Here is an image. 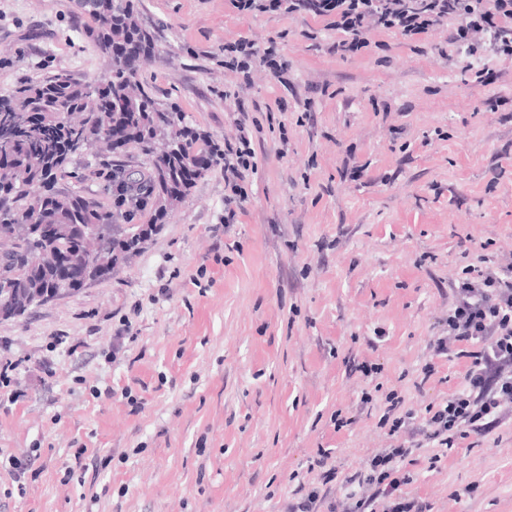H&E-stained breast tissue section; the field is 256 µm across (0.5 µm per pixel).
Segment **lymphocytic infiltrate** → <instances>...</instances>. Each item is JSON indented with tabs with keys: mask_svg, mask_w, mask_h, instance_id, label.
Here are the masks:
<instances>
[{
	"mask_svg": "<svg viewBox=\"0 0 512 512\" xmlns=\"http://www.w3.org/2000/svg\"><path fill=\"white\" fill-rule=\"evenodd\" d=\"M243 13L257 9L301 11L332 17L336 55H354L369 45L373 29H391L406 38L454 23L450 39L466 48L486 45L494 53L512 57V0H235ZM254 154L247 132L224 144V184L230 210L225 222L236 216L234 203L244 192L239 184L246 171L254 170ZM458 342L477 344L472 354L465 387L437 408L427 410L423 420L414 413L394 418L392 431L420 432L439 446L451 445L464 430H480L496 419L512 402V263L463 277L453 286L445 337L436 342L437 354ZM410 448H395L371 459L359 484L373 485L386 501L384 512H425L422 504L399 495L406 479L393 465L409 456Z\"/></svg>",
	"mask_w": 512,
	"mask_h": 512,
	"instance_id": "obj_1",
	"label": "lymphocytic infiltrate"
}]
</instances>
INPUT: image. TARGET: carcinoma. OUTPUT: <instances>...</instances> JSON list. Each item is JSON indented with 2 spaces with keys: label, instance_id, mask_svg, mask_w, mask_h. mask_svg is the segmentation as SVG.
Returning a JSON list of instances; mask_svg holds the SVG:
<instances>
[{
  "label": "carcinoma",
  "instance_id": "cac0c4a2",
  "mask_svg": "<svg viewBox=\"0 0 512 512\" xmlns=\"http://www.w3.org/2000/svg\"><path fill=\"white\" fill-rule=\"evenodd\" d=\"M141 0H78L92 21L91 36L108 57L105 89L58 73L42 81H23L0 98V237L13 239L0 254V315L18 316L89 282L106 278L138 251L142 227L120 236L106 232L118 213L96 199L57 187L71 159L99 145L121 141L149 160L143 181L123 178L125 189L108 185L117 205L142 208L152 203L150 221L161 224L167 206L187 196L194 181L183 177L198 154L215 161L222 145L185 126L177 140L157 152L159 141L182 122L181 113L162 107L137 83L136 68L116 50L131 38L151 40L139 20Z\"/></svg>",
  "mask_w": 512,
  "mask_h": 512
}]
</instances>
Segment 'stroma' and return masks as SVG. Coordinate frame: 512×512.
I'll return each instance as SVG.
<instances>
[{"label": "stroma", "mask_w": 512, "mask_h": 512, "mask_svg": "<svg viewBox=\"0 0 512 512\" xmlns=\"http://www.w3.org/2000/svg\"><path fill=\"white\" fill-rule=\"evenodd\" d=\"M140 21L142 87L214 140L247 130L256 169L233 223L216 167L110 278L0 318V512H289L301 492L347 512L344 479L409 444L402 495L512 512L511 411L448 448L388 423L462 389L472 345L434 349L450 288L512 262V60L444 27L342 57L327 19L233 0H142ZM90 25L73 0H0V96L104 80ZM242 40L284 78L228 63ZM103 163L75 157L60 188L112 205Z\"/></svg>", "instance_id": "1"}]
</instances>
